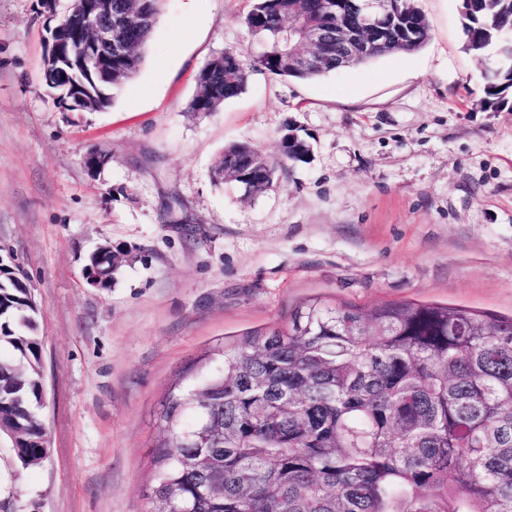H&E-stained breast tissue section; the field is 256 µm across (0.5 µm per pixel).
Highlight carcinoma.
Returning a JSON list of instances; mask_svg holds the SVG:
<instances>
[{
  "label": "carcinoma",
  "mask_w": 512,
  "mask_h": 512,
  "mask_svg": "<svg viewBox=\"0 0 512 512\" xmlns=\"http://www.w3.org/2000/svg\"><path fill=\"white\" fill-rule=\"evenodd\" d=\"M159 0H112L133 47L112 54V82L82 74L75 93L96 96L140 70L158 20ZM90 0H73L64 30ZM362 0H253L245 18L262 51L225 49L200 70L191 112H216L245 92L254 72L309 80L326 64L286 65L314 21L359 20ZM465 49H496L486 71L485 110L512 92V0H462ZM430 38L417 0H403L385 44L367 56L415 51ZM308 143L290 133L270 157L247 143L224 148L253 181L274 185L289 165L306 161ZM124 251L105 244L91 255L96 286L109 288ZM20 270H0V421L21 429L17 459H44L38 407L44 385L40 310ZM212 418L220 430L185 439ZM154 512H512V316L435 303H389L363 310L318 298L288 322L204 351L171 384L156 417Z\"/></svg>",
  "instance_id": "1"
}]
</instances>
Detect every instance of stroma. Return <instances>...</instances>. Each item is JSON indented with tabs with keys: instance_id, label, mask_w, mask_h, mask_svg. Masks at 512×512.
Instances as JSON below:
<instances>
[{
	"instance_id": "stroma-1",
	"label": "stroma",
	"mask_w": 512,
	"mask_h": 512,
	"mask_svg": "<svg viewBox=\"0 0 512 512\" xmlns=\"http://www.w3.org/2000/svg\"><path fill=\"white\" fill-rule=\"evenodd\" d=\"M461 0H418L419 50L312 80L254 73L216 112L188 105L217 53H258L251 0H161L138 74L100 112L43 78L39 0H0V254L41 311L50 453L0 443V512H151L156 415L204 349L287 321L310 298L512 315V110L484 111L486 62ZM310 146L247 199L212 170L226 146ZM109 156L98 175L83 159ZM105 243L111 287L83 278ZM104 247L103 250L91 255L88 264L99 269V278L96 283L99 288L111 287L113 276L125 255L123 250L113 249L112 244L107 243Z\"/></svg>"
}]
</instances>
